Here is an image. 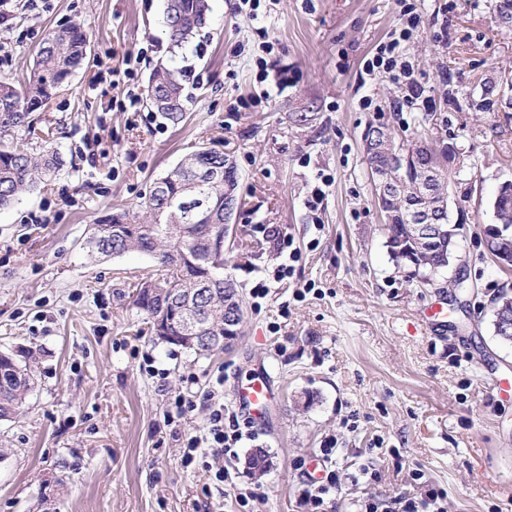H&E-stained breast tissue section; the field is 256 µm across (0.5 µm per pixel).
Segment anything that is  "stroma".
I'll use <instances>...</instances> for the list:
<instances>
[{"mask_svg":"<svg viewBox=\"0 0 512 512\" xmlns=\"http://www.w3.org/2000/svg\"><path fill=\"white\" fill-rule=\"evenodd\" d=\"M233 2L209 0L207 25L178 48L164 0H10L0 82L29 76L46 34L67 24L87 32L91 59L40 114L60 170L0 210V351L30 358L35 375L18 412L0 420V512H237L246 488L258 512H297L299 462L330 438L343 475L331 512H354L365 493L414 492V470L447 492V512H512V400L494 388L512 381V347L494 334L491 304L512 289V269L484 235L499 185L512 180V26L493 23L495 0H413L425 24L406 52L433 104L398 112V85L363 70L399 26L395 0H275L257 22ZM260 26L276 42L270 68L290 83L233 112L236 98L261 91L239 52L259 43ZM161 65L186 73L177 124L118 106ZM365 95L377 111L360 110ZM299 112L307 122H295ZM379 122L398 141L444 137L457 148L449 207L467 222L455 262L427 284L387 246L364 153ZM202 148L237 164L241 205L224 246L245 311L234 343L209 356L160 340L134 305L143 278L163 272L151 256L93 259L84 248L110 214L145 222L142 197ZM34 213L48 223H31ZM287 263L292 275L275 280ZM455 278L464 287L453 292ZM260 283L269 293L257 299ZM437 307L448 322L432 330L424 318ZM253 369L271 376L276 398L257 441L213 483L201 463L184 465L183 440L202 435L208 393L222 388L232 404ZM180 394L198 407L178 422L168 413ZM257 446L269 459L260 475L245 467Z\"/></svg>","mask_w":512,"mask_h":512,"instance_id":"stroma-1","label":"stroma"}]
</instances>
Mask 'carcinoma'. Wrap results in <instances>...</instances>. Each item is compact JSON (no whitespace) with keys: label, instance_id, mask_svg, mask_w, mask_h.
I'll return each instance as SVG.
<instances>
[{"label":"carcinoma","instance_id":"carcinoma-1","mask_svg":"<svg viewBox=\"0 0 512 512\" xmlns=\"http://www.w3.org/2000/svg\"><path fill=\"white\" fill-rule=\"evenodd\" d=\"M207 0H165L164 13L169 38L180 47L205 26ZM87 34L77 26H66L50 32L39 47L29 80L22 87L0 82V131L21 128L32 139L45 143L41 155L34 157L19 147L0 150V210L7 209L48 181L61 165L59 153L50 142L52 132L35 125L31 114L60 92L85 63L88 55ZM146 103L165 119L179 123L185 106L183 88L177 72L160 67L147 86ZM416 160L402 171L392 165L390 157L380 150L367 149V160L373 173L395 183L391 195L378 205L387 213V243L397 262L416 257L413 276L425 277L449 266L448 255L432 254V243L414 236L404 209V201L415 198L416 185L433 171L440 180L449 181L448 153L423 139L415 147ZM224 172V154L211 149L197 150L184 157L164 177L158 179L142 206L149 212V224H129L124 215L111 214L95 225L86 239L85 249L93 258L110 257L140 251L157 259L166 268V276L147 280L137 289L136 305L151 320L155 335L161 340L183 335L182 328L169 322L162 324L164 309L183 288H202L207 296L202 305L208 307L207 318L216 325L224 324V290L238 292L233 279L224 275V187L208 184L215 172ZM226 173V172H224ZM202 184L192 199L187 190L190 178ZM226 179L238 182L237 170L226 173ZM496 225L512 237V194L501 193L494 208ZM30 387L27 368L0 356V419L11 417L22 403Z\"/></svg>","mask_w":512,"mask_h":512}]
</instances>
